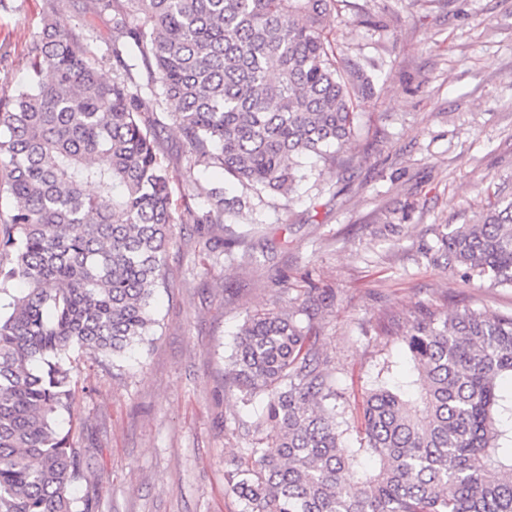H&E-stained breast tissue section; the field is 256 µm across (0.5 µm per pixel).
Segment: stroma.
Returning a JSON list of instances; mask_svg holds the SVG:
<instances>
[{"instance_id":"1","label":"stroma","mask_w":512,"mask_h":512,"mask_svg":"<svg viewBox=\"0 0 512 512\" xmlns=\"http://www.w3.org/2000/svg\"><path fill=\"white\" fill-rule=\"evenodd\" d=\"M93 27L107 78L118 35L85 0H7L0 8V98L28 78L29 48L46 14ZM324 26L348 58L366 64L377 93L340 165L262 194L201 238L174 227L169 278L153 300L152 342L114 363L73 355L71 434L97 488L93 512H242L224 481L242 448L265 438L225 367L245 320L317 287L315 347L339 403L413 378L404 340L420 308L512 312V288L464 279L434 259L440 232L479 223L490 193L512 197V0H340ZM143 118L170 176L172 209L246 196L222 169L194 165L168 110L143 92ZM233 240L212 260L206 240Z\"/></svg>"}]
</instances>
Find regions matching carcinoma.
<instances>
[{"label":"carcinoma","mask_w":512,"mask_h":512,"mask_svg":"<svg viewBox=\"0 0 512 512\" xmlns=\"http://www.w3.org/2000/svg\"><path fill=\"white\" fill-rule=\"evenodd\" d=\"M127 39L105 80L93 31L45 16L29 50L33 76L0 98L3 282L0 305V512H92L74 486L83 457L57 420L74 411L67 360L111 361L149 335L150 300L168 276L169 176L142 127V90L160 88L194 165L218 167L256 196L287 194L304 169L333 166L375 88L323 26L339 0H91ZM135 49L146 83L130 77ZM53 79H40L43 70ZM186 208L198 233L224 203ZM464 276L512 287V199L479 224L438 237ZM256 314L242 326L226 379L257 406L271 445L242 449L224 478L243 512H512V314L463 307L413 316L405 345L416 397L377 387L361 413L362 473L343 441L345 410L300 316Z\"/></svg>","instance_id":"1"}]
</instances>
